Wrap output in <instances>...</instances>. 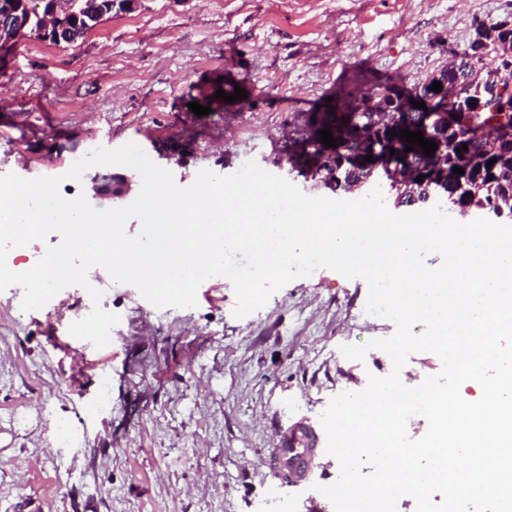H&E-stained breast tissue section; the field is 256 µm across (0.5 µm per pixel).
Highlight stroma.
Masks as SVG:
<instances>
[{
    "instance_id": "stroma-1",
    "label": "stroma",
    "mask_w": 512,
    "mask_h": 512,
    "mask_svg": "<svg viewBox=\"0 0 512 512\" xmlns=\"http://www.w3.org/2000/svg\"><path fill=\"white\" fill-rule=\"evenodd\" d=\"M510 16L512 0H141L71 44L31 34L0 63V175L59 176L72 199L81 187L65 174L89 143L134 142L183 188L253 160L327 197L289 162L327 98L415 90L463 54L476 23ZM238 88L245 98L227 102ZM88 280L121 317L103 348L69 332L92 309L82 287L29 311L22 288L0 292V512H258L276 439L324 435L331 399L393 368L371 342L395 323L367 313L363 278L329 268L242 319L224 277L185 309L155 308L98 266ZM362 344L360 361L340 351ZM339 475L320 453L283 490L291 512H331L319 488Z\"/></svg>"
}]
</instances>
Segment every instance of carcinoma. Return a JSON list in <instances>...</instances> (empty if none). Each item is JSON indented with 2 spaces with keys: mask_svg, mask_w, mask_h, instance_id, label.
Wrapping results in <instances>:
<instances>
[{
  "mask_svg": "<svg viewBox=\"0 0 512 512\" xmlns=\"http://www.w3.org/2000/svg\"><path fill=\"white\" fill-rule=\"evenodd\" d=\"M45 0H0V14L13 6L22 8V13L32 17L31 26H39L38 10H47V6L37 7V2ZM73 31L70 37L64 39L66 43H73L84 35V29L93 28L98 23L96 17V0H78L76 13L72 15ZM486 31L491 33L488 37L491 51H496V44L504 43L512 36V30L502 29L501 22L490 24ZM484 59L473 61L468 55H463L460 63L451 64L439 72V77L448 79L452 84L462 77H470L473 87V101L477 102L486 94L489 77L497 73V69L484 70ZM316 130L326 127L332 131L333 138H342L339 145L346 146L355 139V123H365L370 120L368 112H352L350 105L343 103L336 107V112L317 113ZM427 115L424 112L405 113V128L412 131L423 132V137L437 143V150L431 156L424 155L419 146L413 151H406L408 143L399 137L388 134V130L376 132L380 153L378 159L384 163L389 162L385 150L392 147L395 154L415 166L424 179L416 182L411 188L389 182L388 189L394 196V203L398 206H413L425 204L430 199L442 198L448 206L461 212L478 209L482 212L504 213L503 221L512 224V176L502 173V167L512 165V143L503 148V153L490 154L485 151L484 144L479 138V132L493 120L497 126L512 129V112L503 115L497 112H476L456 110L452 115L450 128H438L425 123ZM467 150H462V145ZM346 163L336 161L337 175L329 176L324 185L336 193L349 192L355 185L365 180L369 175L366 168L356 164L348 155H343ZM496 159L493 165L488 161ZM460 167L464 173L456 174L453 168Z\"/></svg>",
  "mask_w": 512,
  "mask_h": 512,
  "instance_id": "1",
  "label": "carcinoma"
}]
</instances>
